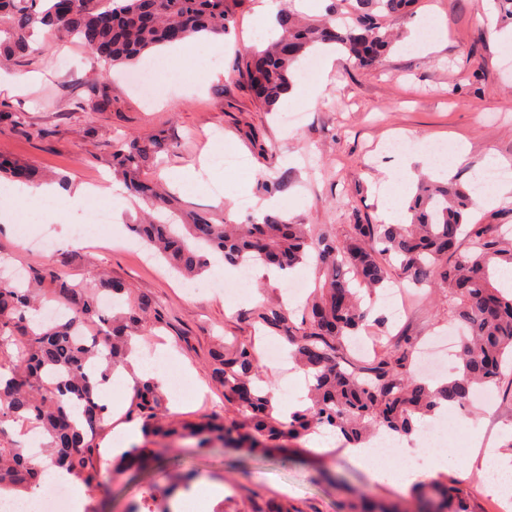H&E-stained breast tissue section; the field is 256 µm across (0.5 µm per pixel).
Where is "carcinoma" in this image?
I'll list each match as a JSON object with an SVG mask.
<instances>
[{"label": "carcinoma", "mask_w": 512, "mask_h": 512, "mask_svg": "<svg viewBox=\"0 0 512 512\" xmlns=\"http://www.w3.org/2000/svg\"><path fill=\"white\" fill-rule=\"evenodd\" d=\"M246 0H0V66L30 56L36 26L49 41L76 38L108 65H128L160 45L199 33L224 35ZM349 22L330 15L302 19L288 8L278 16L280 33L259 51L240 55L237 72L254 97L273 111L291 85L297 65L318 44L331 43L359 68L379 63L391 45V25L410 11L413 0H356ZM107 74L93 83L95 107L112 111ZM171 148L161 134L112 143V175L153 212L129 229L186 279L202 276L217 257L235 267L261 263L279 272L313 260L322 271L304 311L302 325H290L279 306L258 309L263 325L283 333L291 355L309 378L310 404L288 420L274 416L271 394L255 382L260 355L252 343L221 346L212 352L210 375L224 398L239 404L240 418L205 422H165L164 394L153 382L139 387L133 417L153 438H193L199 448H241L268 454L321 429L347 443L369 441L381 430L408 436L443 405L463 406L476 385L500 383L512 360V290L495 276L512 267V228L468 224L476 206L471 190L452 180L419 179L402 224H354L339 241L314 235L305 224L284 216L229 224L214 212H185L174 197L153 185L147 171ZM0 174L21 183L39 178L36 169L0 154ZM399 273L416 287L427 285L448 296L453 318L462 325L458 362L433 385L411 371L414 342L403 337L358 366L346 368L344 337L366 321L355 286L384 288ZM110 295L120 307L102 310ZM66 307L69 317L47 324L29 313L42 302ZM151 301L134 296L93 270L72 284L55 268H34L19 286H0V501L6 493L42 488L48 466L67 469L89 490L103 489L102 454L93 442L107 405L98 388L126 363L133 339L159 328ZM47 434L39 456L15 438V424ZM50 465H44V461ZM417 512H468L456 490L428 485L414 492Z\"/></svg>", "instance_id": "1"}]
</instances>
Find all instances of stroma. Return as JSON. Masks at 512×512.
I'll return each mask as SVG.
<instances>
[{
  "label": "stroma",
  "mask_w": 512,
  "mask_h": 512,
  "mask_svg": "<svg viewBox=\"0 0 512 512\" xmlns=\"http://www.w3.org/2000/svg\"><path fill=\"white\" fill-rule=\"evenodd\" d=\"M257 3L247 0L237 12L223 47L198 48L186 70L165 66L151 96L127 84V68L115 69L107 80L114 101L108 112L96 111L91 103V79L104 65L77 42L45 43L27 60L1 68V77L26 73L31 80L21 88L0 89V108L15 115L14 121L0 123V152L67 181L101 186L112 181L109 152L115 136L159 132L172 147L151 178L162 181L169 172L192 171L176 191L183 208L220 209L228 220L243 223L257 217L266 198L258 185L266 169L254 146L259 140L273 151V177L285 184L275 195L277 213L332 240L348 235L353 223H383L378 187L387 180L385 150L395 135L413 141L399 155L407 181L391 187L404 202L424 172L421 155L434 143L470 146L455 174L436 171L439 180L452 177L467 186L481 178L487 165L512 168V47L502 41L512 33V22L500 19L494 0H414L398 21L400 39L376 66L359 69L338 56L330 72H315L313 80L321 85L316 97H282L273 112L255 101L236 71L241 51L267 43L254 19ZM34 128L46 129L48 138L31 136ZM227 153L245 160V167L218 165L217 157ZM112 205L105 198L16 205L0 215L5 225L0 266L30 269L52 260L75 282L102 268L112 280L147 296L162 326L142 340L143 355L152 365L158 347L176 351L177 360L166 366L183 378L182 394L167 398L168 412L181 421L236 418V404L226 401L208 376L212 348L220 338L282 342L280 332L259 333L256 314L264 301L286 296L287 286L252 277L232 300L210 288L203 276L195 292H188L183 278L145 247L125 245L138 216L130 199L122 223L100 226L95 237L74 241L75 227L87 226L98 209ZM19 224L27 225L28 239L18 238ZM42 239L57 243L55 258L41 251ZM399 288L400 314H393L381 295L366 299L370 322L360 340L370 343L384 333L426 343L453 327L447 304L430 289L415 291L404 282ZM511 388L512 366L507 365L500 385L489 396L472 397L459 413L477 427L478 438L464 440L448 432L439 439L440 445L454 448L455 456L436 479L455 487L470 512H497V498L485 486L486 465L472 468L468 462L483 457L488 447L505 452L512 440ZM187 469L224 486L223 500L207 504L204 512H264L276 502L290 512H341L344 504L362 496L388 512H408L412 503L410 493L373 481L339 445L314 461L294 446L262 458L231 448L202 451L186 440L149 457L147 469L134 464L104 471L111 496L95 491L86 494L84 504L88 512H133L154 485L178 505L189 492L174 480Z\"/></svg>",
  "instance_id": "stroma-1"
}]
</instances>
